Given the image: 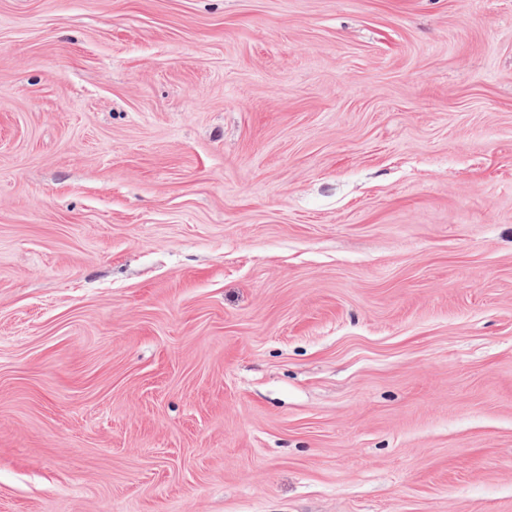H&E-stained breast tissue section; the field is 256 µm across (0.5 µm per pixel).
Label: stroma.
<instances>
[{
	"instance_id": "1",
	"label": "stroma",
	"mask_w": 512,
	"mask_h": 512,
	"mask_svg": "<svg viewBox=\"0 0 512 512\" xmlns=\"http://www.w3.org/2000/svg\"><path fill=\"white\" fill-rule=\"evenodd\" d=\"M0 512H512V0H0Z\"/></svg>"
}]
</instances>
